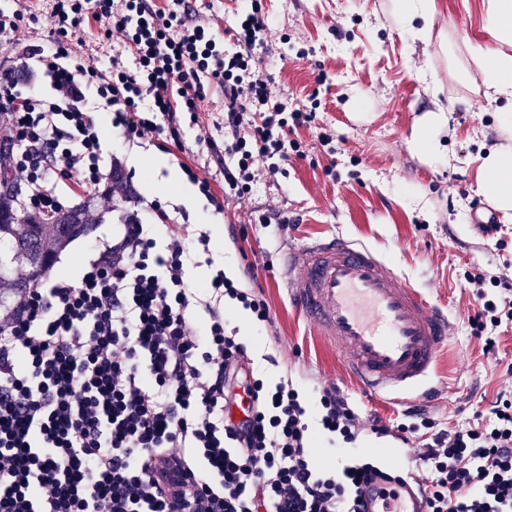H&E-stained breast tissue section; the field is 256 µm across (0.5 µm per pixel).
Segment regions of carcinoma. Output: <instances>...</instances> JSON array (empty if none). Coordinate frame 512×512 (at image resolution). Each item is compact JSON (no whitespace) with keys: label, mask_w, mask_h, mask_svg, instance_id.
Returning a JSON list of instances; mask_svg holds the SVG:
<instances>
[{"label":"carcinoma","mask_w":512,"mask_h":512,"mask_svg":"<svg viewBox=\"0 0 512 512\" xmlns=\"http://www.w3.org/2000/svg\"><path fill=\"white\" fill-rule=\"evenodd\" d=\"M13 181L9 170L0 167V279L18 268L26 277L16 286L30 288L53 265L55 246L90 232L81 218L82 208L63 209L47 221L39 216L19 214L13 202Z\"/></svg>","instance_id":"obj_1"}]
</instances>
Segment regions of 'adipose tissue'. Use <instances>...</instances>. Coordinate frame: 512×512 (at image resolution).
Wrapping results in <instances>:
<instances>
[{
  "instance_id": "obj_1",
  "label": "adipose tissue",
  "mask_w": 512,
  "mask_h": 512,
  "mask_svg": "<svg viewBox=\"0 0 512 512\" xmlns=\"http://www.w3.org/2000/svg\"><path fill=\"white\" fill-rule=\"evenodd\" d=\"M488 35L496 46L483 52L482 82L487 100L512 101V0H486ZM478 183L490 189L499 209L512 211V150L489 153L483 162Z\"/></svg>"
}]
</instances>
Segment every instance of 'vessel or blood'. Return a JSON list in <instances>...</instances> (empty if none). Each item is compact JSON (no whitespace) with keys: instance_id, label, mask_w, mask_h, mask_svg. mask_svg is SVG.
I'll list each match as a JSON object with an SVG mask.
<instances>
[{"instance_id":"1","label":"vessel or blood","mask_w":512,"mask_h":512,"mask_svg":"<svg viewBox=\"0 0 512 512\" xmlns=\"http://www.w3.org/2000/svg\"><path fill=\"white\" fill-rule=\"evenodd\" d=\"M290 300L342 354L368 396L408 395L435 370L448 316L422 289L398 286L396 268L340 234L288 251Z\"/></svg>"}]
</instances>
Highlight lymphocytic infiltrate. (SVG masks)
<instances>
[{
  "instance_id": "1",
  "label": "lymphocytic infiltrate",
  "mask_w": 512,
  "mask_h": 512,
  "mask_svg": "<svg viewBox=\"0 0 512 512\" xmlns=\"http://www.w3.org/2000/svg\"><path fill=\"white\" fill-rule=\"evenodd\" d=\"M191 11L189 0H56L49 47L16 42L15 60L37 63L28 95L0 71L4 127L20 144L5 165L27 188L19 210L58 212L65 186L110 202L101 112L124 136L175 141L182 123L197 127L208 81L224 89L234 197L300 150L288 132L310 115L275 98L257 66L261 15L238 16L224 42ZM90 19L121 39L135 69L119 56L102 70L75 55ZM149 208L165 239L151 236L134 200L78 279L0 284V512H362L376 480L388 503L399 483L417 487L427 512H512L511 400L486 426L454 431L434 430L421 411L396 425L361 415L337 387L309 408L291 380L256 378L224 326L225 303L261 323L267 304L220 269L193 292L180 225L159 200ZM423 427L431 434L418 447ZM316 429L343 444L366 430L398 438L415 469L387 472L367 454L330 468L313 450Z\"/></svg>"
}]
</instances>
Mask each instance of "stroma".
Segmentation results:
<instances>
[{
  "label": "stroma",
  "instance_id": "1",
  "mask_svg": "<svg viewBox=\"0 0 512 512\" xmlns=\"http://www.w3.org/2000/svg\"><path fill=\"white\" fill-rule=\"evenodd\" d=\"M485 0H433L430 19L402 18L394 0H196L195 14L216 38L235 18L258 9L266 23L260 68L276 98L311 113V122L290 131L300 153H289L276 181H258L244 199H224V90L209 84L200 120L211 145H196V130L183 126L181 145L159 147L105 132L102 164L121 158L135 195L160 200L186 235L211 234L213 265L255 291L270 308L266 324H240L241 305L224 308L227 327L248 346L257 375L293 384L308 400L337 386L361 413L401 421L403 403L365 395L346 373L335 349L292 306L280 273L289 246L340 233L375 248L390 260L399 282L426 288L448 313V345L427 384L433 393L418 406L444 430L488 424L492 405L512 378V321L480 326L475 293L512 289V212L498 213L497 234L486 236L469 221L484 197L477 176L488 151L501 141L502 113L512 102H488L480 79L477 46L489 45L482 29ZM430 24L428 41L416 29ZM78 57L106 67L121 43L104 39L97 22H86L73 41ZM445 109L436 147L421 158L411 147L415 128L434 105ZM329 144H321L322 134ZM191 166L207 177L222 207L203 195L185 201L166 189ZM286 217L287 227L262 225V213ZM115 212L106 210L90 235L73 239L59 254L55 272L77 276L97 241L110 239ZM497 341L486 352L485 338ZM320 459L343 466L364 449L404 474L414 464L389 437L368 435L336 450L316 439Z\"/></svg>",
  "mask_w": 512,
  "mask_h": 512
}]
</instances>
